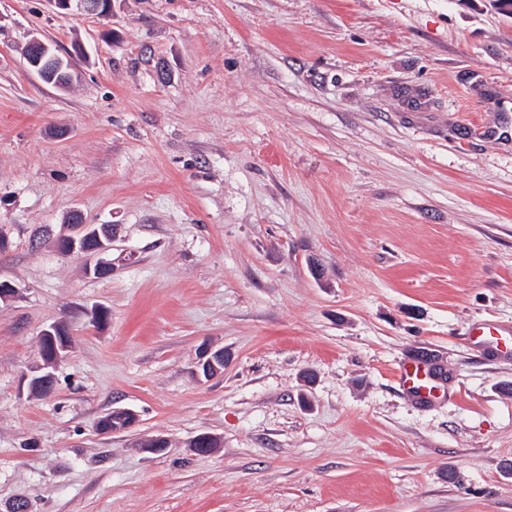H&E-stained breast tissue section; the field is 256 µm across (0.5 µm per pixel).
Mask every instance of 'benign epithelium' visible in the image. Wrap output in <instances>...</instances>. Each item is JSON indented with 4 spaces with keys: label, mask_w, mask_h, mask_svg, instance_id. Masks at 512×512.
I'll return each instance as SVG.
<instances>
[{
    "label": "benign epithelium",
    "mask_w": 512,
    "mask_h": 512,
    "mask_svg": "<svg viewBox=\"0 0 512 512\" xmlns=\"http://www.w3.org/2000/svg\"><path fill=\"white\" fill-rule=\"evenodd\" d=\"M59 8L76 7L77 11L88 16L104 17L112 10V0H52ZM30 66L41 79H48L47 63L53 60L51 49L40 40L29 44ZM67 232L52 240V245L60 253L68 256L76 255L86 258L85 273L95 278L112 275V262L107 255L112 251V240L115 233L110 224H87L81 216L70 220L66 225ZM71 346L69 329L62 323H56L43 330L39 340V358L24 377L27 389L32 394L49 395L53 392L56 377L54 370L64 358ZM224 372V351H214L210 348L199 354L195 376L199 379L210 380ZM136 415L125 409H116L101 417L98 429L109 434L123 431L132 427Z\"/></svg>",
    "instance_id": "1"
}]
</instances>
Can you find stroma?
I'll return each instance as SVG.
<instances>
[{"label":"stroma","mask_w":512,"mask_h":512,"mask_svg":"<svg viewBox=\"0 0 512 512\" xmlns=\"http://www.w3.org/2000/svg\"><path fill=\"white\" fill-rule=\"evenodd\" d=\"M75 211L116 226L110 277L34 244ZM0 236V512H512V351L471 334L512 331L488 0H0ZM421 354L429 401L399 377ZM115 409L136 423L100 433ZM60 9H70L72 4L77 11L88 16L104 17L112 12V0H53ZM30 52V66L37 72L42 80L48 79L47 63H50L54 56L50 55L51 49L40 40H33L28 45ZM71 346L69 329L62 323H56L41 332L39 340V358L31 369V374L23 379L30 394L50 395L55 387L54 370L64 358ZM224 372V353L217 350L212 351L211 348L202 350L199 354L195 369V376L198 379L206 381L218 376Z\"/></svg>","instance_id":"1"}]
</instances>
